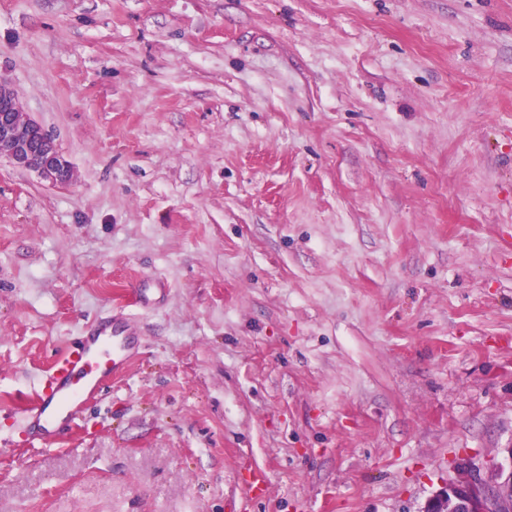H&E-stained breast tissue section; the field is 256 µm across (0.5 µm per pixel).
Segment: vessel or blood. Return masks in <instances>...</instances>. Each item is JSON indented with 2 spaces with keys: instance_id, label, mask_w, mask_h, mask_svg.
I'll list each match as a JSON object with an SVG mask.
<instances>
[{
  "instance_id": "vessel-or-blood-1",
  "label": "vessel or blood",
  "mask_w": 512,
  "mask_h": 512,
  "mask_svg": "<svg viewBox=\"0 0 512 512\" xmlns=\"http://www.w3.org/2000/svg\"><path fill=\"white\" fill-rule=\"evenodd\" d=\"M138 343L125 325L105 319L76 336L37 378L23 410L32 441L49 443L72 432L113 376L130 365Z\"/></svg>"
}]
</instances>
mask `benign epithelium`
I'll return each instance as SVG.
<instances>
[{
    "mask_svg": "<svg viewBox=\"0 0 512 512\" xmlns=\"http://www.w3.org/2000/svg\"><path fill=\"white\" fill-rule=\"evenodd\" d=\"M34 170L57 184L71 181V170L51 136L28 118L11 83L0 78V158ZM489 481L473 477L444 485L427 502L424 512H493L498 502H512V466L494 467Z\"/></svg>",
    "mask_w": 512,
    "mask_h": 512,
    "instance_id": "7a95c632",
    "label": "benign epithelium"
}]
</instances>
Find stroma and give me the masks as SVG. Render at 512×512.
Here are the masks:
<instances>
[{
  "label": "stroma",
  "mask_w": 512,
  "mask_h": 512,
  "mask_svg": "<svg viewBox=\"0 0 512 512\" xmlns=\"http://www.w3.org/2000/svg\"><path fill=\"white\" fill-rule=\"evenodd\" d=\"M69 185L0 160V512H423L512 445V0H0ZM141 336L78 428L34 378ZM138 343L139 337L116 320L95 321L76 336L37 378L23 410L33 443H49L72 432L112 377L130 365Z\"/></svg>",
  "instance_id": "stroma-1"
}]
</instances>
